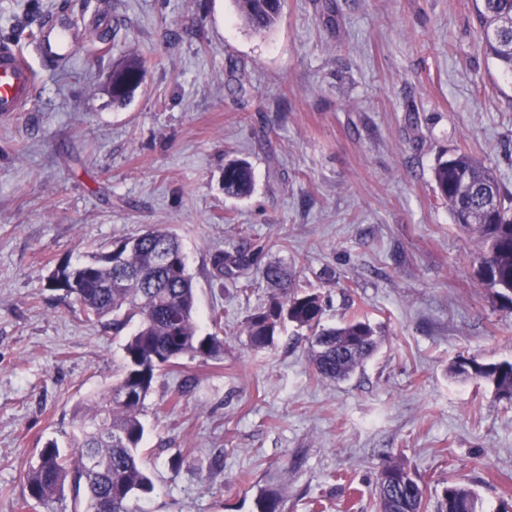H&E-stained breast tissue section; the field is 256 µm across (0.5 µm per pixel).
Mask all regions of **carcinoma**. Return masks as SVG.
I'll return each instance as SVG.
<instances>
[{"instance_id": "carcinoma-1", "label": "carcinoma", "mask_w": 512, "mask_h": 512, "mask_svg": "<svg viewBox=\"0 0 512 512\" xmlns=\"http://www.w3.org/2000/svg\"><path fill=\"white\" fill-rule=\"evenodd\" d=\"M237 15L255 33H265L280 21L282 0H235ZM482 36V49L512 76V0H473ZM148 61L129 55L112 69L115 76L145 73ZM436 197L448 206L454 223L475 236L480 245L477 274L495 289L504 305L512 306V208L505 200L497 176L474 156L457 151L434 167ZM254 175L244 160L224 166V195L251 194ZM110 251L90 259L58 266L49 286L76 299L87 319L112 321L113 335L132 327L122 345L123 363L112 386L87 400L76 415L70 436L72 451L64 453L56 441L48 442L37 461L24 473L19 508L36 503L51 509L71 485L74 498H83L85 512H132L133 498L154 491V483L141 451L145 427L141 420L145 400L163 368L184 357L204 361L224 358L219 332L201 335L195 320L196 291L180 241L162 230H152L112 243ZM170 263H155L158 252ZM254 261L248 244L233 253H219L214 266L219 275H235ZM263 278L273 288L266 306L246 320L250 347L262 350L274 344L285 323L308 332L309 360L317 377L339 380L350 376L370 357L379 342L370 323L358 316L342 325L322 324L321 296L288 280L278 265L268 264ZM471 371L467 377L465 371ZM452 372L484 382L500 399L512 402V362H486L462 357ZM379 477L396 480L394 496L377 498L378 512H427L425 490L399 462H389ZM258 512H282L275 491L261 494ZM434 512H478L477 496L467 485L450 481Z\"/></svg>"}]
</instances>
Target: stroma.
I'll list each match as a JSON object with an SVG mask.
<instances>
[{
	"label": "stroma",
	"mask_w": 512,
	"mask_h": 512,
	"mask_svg": "<svg viewBox=\"0 0 512 512\" xmlns=\"http://www.w3.org/2000/svg\"><path fill=\"white\" fill-rule=\"evenodd\" d=\"M51 18L82 29L60 68L32 50ZM2 40L38 82L0 117V512H19L25 469L66 445L122 364V337L49 288L51 271L152 228L184 245L200 332L222 312L224 358L154 383L141 512H257L269 490L283 512H376L391 461L431 500L455 480L483 512L512 504V403L450 373L462 356L512 361V309L433 182L464 150L512 198V77L484 55L471 0H283L264 34L233 0H0ZM127 54L152 64L118 107L106 81ZM237 159L254 173L241 199L223 186ZM244 242L255 263L219 276L214 254ZM271 262L317 289L323 324L375 329L348 379L318 378L290 324L249 349Z\"/></svg>",
	"instance_id": "obj_1"
}]
</instances>
